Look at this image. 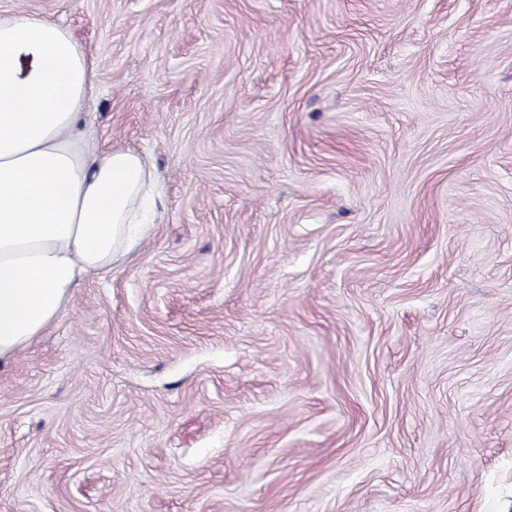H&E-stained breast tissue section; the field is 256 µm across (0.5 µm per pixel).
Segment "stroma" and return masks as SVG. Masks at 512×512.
<instances>
[{
	"mask_svg": "<svg viewBox=\"0 0 512 512\" xmlns=\"http://www.w3.org/2000/svg\"><path fill=\"white\" fill-rule=\"evenodd\" d=\"M0 11L164 189L0 362V512H512V0Z\"/></svg>",
	"mask_w": 512,
	"mask_h": 512,
	"instance_id": "1",
	"label": "stroma"
}]
</instances>
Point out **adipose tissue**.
Instances as JSON below:
<instances>
[{"label":"adipose tissue","instance_id":"adipose-tissue-1","mask_svg":"<svg viewBox=\"0 0 512 512\" xmlns=\"http://www.w3.org/2000/svg\"><path fill=\"white\" fill-rule=\"evenodd\" d=\"M95 86L68 29L0 12V360L135 251L163 204L141 154L96 146L84 124Z\"/></svg>","mask_w":512,"mask_h":512}]
</instances>
